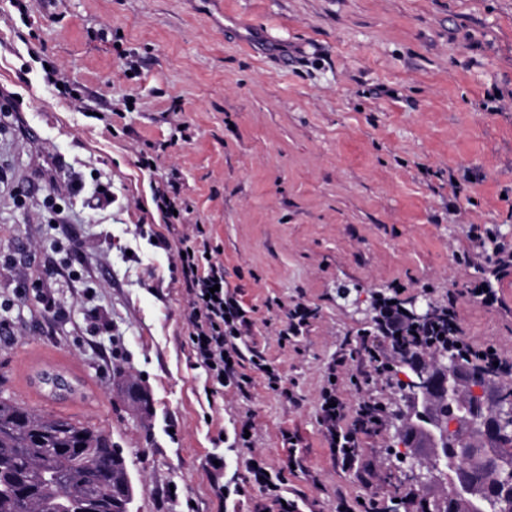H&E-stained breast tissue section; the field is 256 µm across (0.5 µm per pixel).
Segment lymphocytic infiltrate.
Returning a JSON list of instances; mask_svg holds the SVG:
<instances>
[{
	"label": "lymphocytic infiltrate",
	"instance_id": "lymphocytic-infiltrate-1",
	"mask_svg": "<svg viewBox=\"0 0 512 512\" xmlns=\"http://www.w3.org/2000/svg\"><path fill=\"white\" fill-rule=\"evenodd\" d=\"M155 201L168 220V233L178 235L181 244L179 273L187 295L189 336L196 364L222 388L246 390L258 375L267 386L281 385L280 374L251 344L253 310L225 288L224 265L211 256L205 229L197 228L192 236L180 233L179 205L166 188H156ZM468 236L477 243L478 250L463 252L458 260L473 268L479 281L470 285L466 295L484 305L496 304L498 290L492 279L498 271L512 268V243L501 240L490 225H471ZM440 315L448 323V336L443 341L429 337L406 314L403 302L381 298L376 303L374 331L361 335L358 348L337 351L333 381L321 395L319 423L330 457L341 471L356 474L365 483L374 477L373 463L362 459L363 442L380 435L387 413L385 402L369 392L359 396L355 407H347L338 396L341 381L356 385L390 379L408 351L424 356L444 342L456 348L462 362L497 377L512 378L511 360L501 357L496 348L475 344L464 335L456 297H449ZM249 473L262 493L254 505L255 512H300L298 500L285 494L282 481L274 480L265 462L250 467Z\"/></svg>",
	"mask_w": 512,
	"mask_h": 512
}]
</instances>
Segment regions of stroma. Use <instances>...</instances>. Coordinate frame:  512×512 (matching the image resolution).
Masks as SVG:
<instances>
[{
	"label": "stroma",
	"instance_id": "obj_1",
	"mask_svg": "<svg viewBox=\"0 0 512 512\" xmlns=\"http://www.w3.org/2000/svg\"><path fill=\"white\" fill-rule=\"evenodd\" d=\"M49 67L78 99L45 83ZM164 182L187 205L182 232L209 229L229 288L255 307L281 391L260 378L217 391L194 367L180 243L155 242ZM99 188L104 211L88 205ZM473 224L512 239V0H33L24 17L0 0V300L13 303L0 396L110 433L131 512H253L214 490L246 482L251 456L283 471L304 512L405 497L401 421L367 443L379 476L365 487L330 458L321 391L379 295L439 308L469 285L456 255L475 251ZM40 288L57 313L36 305ZM498 288V306L461 300L462 327L512 360V280ZM299 302L316 315L281 340ZM95 314L107 334L89 335ZM44 370L78 393L48 396ZM131 383L148 410L127 402ZM246 421L250 447L231 446Z\"/></svg>",
	"mask_w": 512,
	"mask_h": 512
}]
</instances>
